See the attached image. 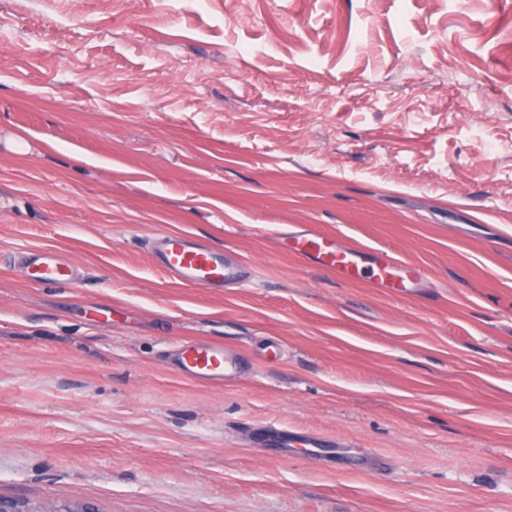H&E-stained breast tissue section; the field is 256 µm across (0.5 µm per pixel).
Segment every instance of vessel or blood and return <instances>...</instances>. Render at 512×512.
<instances>
[{"instance_id":"vessel-or-blood-1","label":"vessel or blood","mask_w":512,"mask_h":512,"mask_svg":"<svg viewBox=\"0 0 512 512\" xmlns=\"http://www.w3.org/2000/svg\"><path fill=\"white\" fill-rule=\"evenodd\" d=\"M149 245L153 261L181 285L241 288L250 282L247 272L228 250L215 248L189 234H156L150 238ZM284 247L295 257L314 261L342 281H360L375 288L407 292L420 287L422 282L418 269L398 266L382 250L345 246L314 229L290 234ZM26 273L31 283L40 286L71 283L76 279L77 264L57 251L41 249L29 253ZM171 367L186 380L221 384L238 373L240 358L220 346L193 343L177 347ZM260 441L282 449L322 445L321 440L292 435L275 427L262 430Z\"/></svg>"}]
</instances>
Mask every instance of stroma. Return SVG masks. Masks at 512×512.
<instances>
[{
    "mask_svg": "<svg viewBox=\"0 0 512 512\" xmlns=\"http://www.w3.org/2000/svg\"><path fill=\"white\" fill-rule=\"evenodd\" d=\"M295 226L424 286L340 282ZM177 231L253 286L175 283ZM35 248L82 279L31 284ZM186 341L240 376L181 379ZM0 498L512 512V0H0ZM260 443H271L275 448H282L288 452V448H295L297 444L306 448H326L323 440L288 434V430H280L278 428L263 429L260 433Z\"/></svg>",
    "mask_w": 512,
    "mask_h": 512,
    "instance_id": "obj_1",
    "label": "stroma"
}]
</instances>
